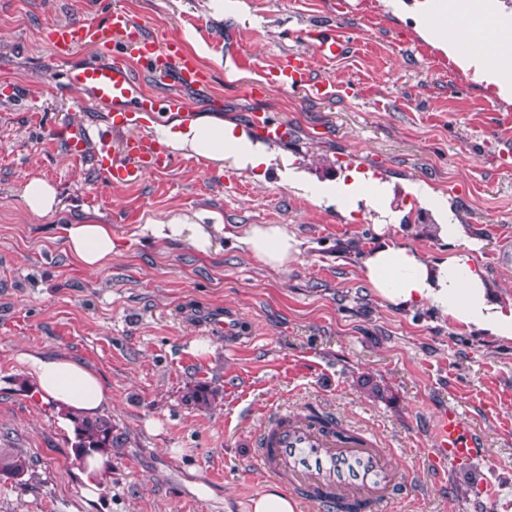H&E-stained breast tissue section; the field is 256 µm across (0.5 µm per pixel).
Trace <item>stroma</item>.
<instances>
[{
  "instance_id": "obj_1",
  "label": "stroma",
  "mask_w": 512,
  "mask_h": 512,
  "mask_svg": "<svg viewBox=\"0 0 512 512\" xmlns=\"http://www.w3.org/2000/svg\"><path fill=\"white\" fill-rule=\"evenodd\" d=\"M414 2L395 12L386 0H233L222 11L213 0H0V448L22 452L35 472L24 485L0 475V512H250L275 483L258 436L276 410L309 407L394 449L402 480L381 512H512V341L385 304L358 267L379 243L378 224L431 259L452 252L414 192L425 185L447 199L495 296L512 304V247L502 245L512 240V101L416 32ZM115 7L159 42L205 51L208 84L182 90L130 60L145 93L160 102L181 93L195 115L244 128L257 110L288 123L263 178L179 156L139 183H104L98 135L117 150L129 133L66 80L98 48L59 62L49 35L103 23ZM328 28L349 52L308 64L332 95L274 87L280 57L306 49V30ZM73 135L82 155L69 151ZM353 168L388 184V208L346 214L292 186ZM28 177L56 186L55 213L27 211ZM200 210L224 217L210 253L143 232ZM84 217L123 242L92 274L65 245V225ZM249 224L285 225L301 242L298 259L275 271L241 252L236 236ZM212 311L235 319V339L211 329ZM29 351L82 361L110 393L105 414L125 443L96 499L82 494L72 429L32 392L18 360ZM369 381L385 399L369 397ZM200 382L219 391L207 414L184 400ZM448 410L482 452L437 469L431 429Z\"/></svg>"
}]
</instances>
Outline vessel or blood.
I'll return each instance as SVG.
<instances>
[{
    "instance_id": "obj_1",
    "label": "vessel or blood",
    "mask_w": 512,
    "mask_h": 512,
    "mask_svg": "<svg viewBox=\"0 0 512 512\" xmlns=\"http://www.w3.org/2000/svg\"><path fill=\"white\" fill-rule=\"evenodd\" d=\"M315 54L325 60L347 51L345 41L333 33L307 31ZM56 59L73 49L100 46L104 57L69 69L67 84L74 96L89 94L111 110L114 129L128 130L120 152H113L107 136L99 138L98 157L108 183L135 184L145 174L171 166L156 138L144 132L155 117V103L136 81L126 59L134 57L148 71L173 78L180 86L203 84L205 75L195 60L180 48L160 43L145 34L127 10L113 9L99 28L76 21L55 29L50 38ZM274 83L283 89H303L310 96H327L328 85L312 79L303 53L293 51L278 62ZM250 121L264 138L287 140V123L265 112ZM435 464L468 462L478 456L480 443L472 428L457 414H441L433 428ZM257 456L266 470L296 497L330 512H378L397 490V458L364 434L342 436L335 426L315 423L308 415L276 412L257 441Z\"/></svg>"
}]
</instances>
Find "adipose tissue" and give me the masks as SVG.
<instances>
[{"mask_svg":"<svg viewBox=\"0 0 512 512\" xmlns=\"http://www.w3.org/2000/svg\"><path fill=\"white\" fill-rule=\"evenodd\" d=\"M416 18L420 34L461 61L473 81L503 99H512V17L500 13L495 0H419ZM467 26L482 32V52L469 50L463 35ZM160 136L172 153L218 167L229 160L239 168L254 170L269 166L273 159L265 144L218 116L202 115L186 125L171 122L161 127ZM311 199L336 207L343 203L375 206L382 199V188L366 175L352 172L336 188L312 194ZM148 230L158 239L187 240L205 253L215 238L223 236L224 217L216 211L176 215L150 224ZM433 230L455 247L440 260L389 238L365 252L360 268L371 289L392 306L424 305L450 322L512 340V307H504L492 296L484 271L474 261L476 245L469 242L464 225L437 224ZM65 233L69 254L88 272L103 268L119 251L111 225L70 224ZM239 242L272 268L297 260L300 253L299 241L279 224L251 225ZM19 360L39 398L60 409L63 424H70L74 413L99 414L110 401L98 374L82 362L30 353L21 354Z\"/></svg>","mask_w":512,"mask_h":512,"instance_id":"obj_1","label":"adipose tissue"}]
</instances>
